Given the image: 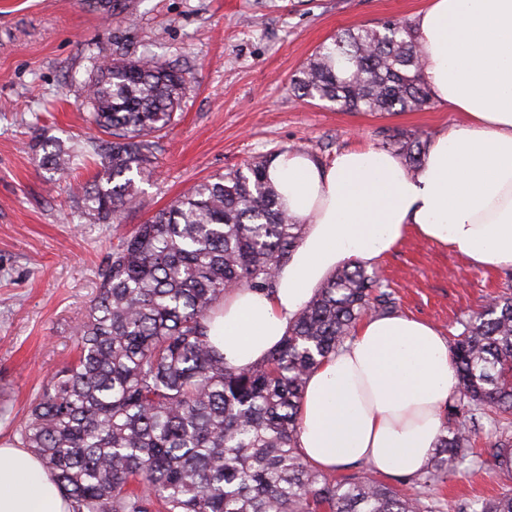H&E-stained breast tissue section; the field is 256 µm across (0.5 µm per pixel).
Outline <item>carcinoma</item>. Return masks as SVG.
I'll return each instance as SVG.
<instances>
[{
    "label": "carcinoma",
    "instance_id": "cac0c4a2",
    "mask_svg": "<svg viewBox=\"0 0 512 512\" xmlns=\"http://www.w3.org/2000/svg\"><path fill=\"white\" fill-rule=\"evenodd\" d=\"M185 72L151 56L95 65L83 106L99 171L81 213L122 227L139 184L154 172L156 134L175 121ZM300 97L367 112H406L429 100L411 25L356 27L320 44L292 79ZM430 141L383 143L408 172ZM41 166L68 177L79 154L39 141ZM270 158L194 184L175 203L112 243L96 296L75 327L77 358L47 380L20 427L72 512H441V501L382 482L368 470L336 478L298 451L309 374L368 316L394 312L377 273L337 269L266 358L224 360L211 314L241 290H270L305 225L293 222L268 178ZM459 398L414 483L445 484L474 456L476 412L495 410V470L512 478V296H497L449 342ZM469 512H512V489L474 499Z\"/></svg>",
    "mask_w": 512,
    "mask_h": 512
}]
</instances>
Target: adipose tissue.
Returning <instances> with one entry per match:
<instances>
[{"label": "adipose tissue", "mask_w": 512, "mask_h": 512, "mask_svg": "<svg viewBox=\"0 0 512 512\" xmlns=\"http://www.w3.org/2000/svg\"><path fill=\"white\" fill-rule=\"evenodd\" d=\"M412 31L432 98L465 122L435 138L412 175L371 147L327 165L301 152L276 155L269 179L306 231L273 289L232 293L210 322L230 364L261 361L330 272L372 264L408 235L455 249L476 267L512 268V0H429ZM456 392L436 326L398 314L366 318L308 376L298 448L328 474L360 462L384 475H417ZM0 512L72 507L33 453L4 443Z\"/></svg>", "instance_id": "adipose-tissue-1"}]
</instances>
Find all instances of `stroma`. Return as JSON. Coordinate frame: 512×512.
<instances>
[{"label":"stroma","instance_id":"1","mask_svg":"<svg viewBox=\"0 0 512 512\" xmlns=\"http://www.w3.org/2000/svg\"><path fill=\"white\" fill-rule=\"evenodd\" d=\"M427 0H127L113 16L87 0H0V442L18 441L31 400L76 355L73 330L87 313L112 250V225L78 215L94 162L69 182L39 165L37 135L87 151L82 105L95 62L151 55L185 70L190 84L161 133L157 168L126 226L169 207L195 182L290 150L331 163L341 151L381 147L419 133L435 138L463 116L435 102L415 112H362L301 99L290 83L338 30L413 21ZM399 314L451 336L492 296L512 294V268L470 266L455 250L417 237L373 265ZM483 416L480 458L450 475L438 495L452 512L512 488L485 450L496 440Z\"/></svg>","mask_w":512,"mask_h":512}]
</instances>
